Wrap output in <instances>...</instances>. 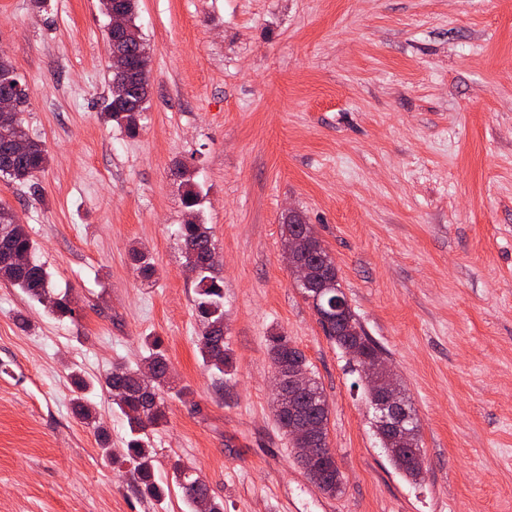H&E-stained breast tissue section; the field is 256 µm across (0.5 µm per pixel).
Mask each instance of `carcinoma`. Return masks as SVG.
I'll return each mask as SVG.
<instances>
[{
  "mask_svg": "<svg viewBox=\"0 0 512 512\" xmlns=\"http://www.w3.org/2000/svg\"><path fill=\"white\" fill-rule=\"evenodd\" d=\"M138 0H123V7L128 15V31L123 44L126 47L137 46L143 41L139 26L136 24V9ZM18 78L15 68L3 52L0 51V81L4 86H10ZM148 92L138 95V107L128 106V101L110 93L104 107L105 121L124 129L134 136L140 128V117L146 109ZM123 114L126 122L117 118ZM25 118L19 117L16 123L0 124V178L14 183H28L42 173L49 164L48 151L37 145L30 155H15L11 152V139L17 134H26ZM174 176L180 179L185 187L182 196L183 204L190 210L200 204V192L196 191L193 173L185 165H179L173 170ZM177 239L185 263L192 264L199 270L194 308L202 331L197 341V348L202 359V365L223 377L233 368V358L227 344L224 343V284L214 275V268L206 263L205 254L213 246L210 228L195 221L181 224L177 230ZM13 250L35 252V243L28 230L22 224L12 221L10 207L0 203V280L7 281L19 288L30 299L44 303L47 295L55 297L53 306L46 308L48 315L56 319L70 320L76 316L75 308L66 294H59L53 288L51 275L44 263L37 262L33 267L19 270L7 261V255ZM133 259L140 278L151 280L155 275V268L145 251L136 249ZM312 265L316 274L323 272L331 277H337L336 266L329 259L325 247L305 256ZM325 335L338 349L348 352L356 345L361 346L362 353L376 352L378 345L367 335L363 326L356 318L352 309L343 312L339 320L331 321L322 326ZM146 355L143 357V367H129L122 363L112 366L105 375L89 381L74 377V383L81 392L78 397L76 412L84 419L90 417L88 393L97 389L112 398L122 414L126 417L130 430V437L126 441V448L122 449L121 463L129 466L132 487L140 496L146 495L154 499H161L165 495L164 486L155 479L154 455L146 438V430L161 425L166 419L164 399L160 394V387L170 374V363L162 349L159 338H150L145 341ZM268 354L274 367L291 365L298 368H308L304 354L294 347L288 338L283 335L271 337ZM297 410L319 419L325 428L319 441L310 445L307 460L299 461L312 483L323 493L334 496L342 490V473L336 461L327 456L328 444V416L329 405L322 387L311 378V388L297 401ZM375 433L394 466L403 476L414 483L424 477V457L421 448L420 428L410 426L406 438L395 441L373 420ZM173 475L176 485L181 491L183 502L189 512H223V505L216 502L208 494L204 481L197 474L194 467L177 462L173 466Z\"/></svg>",
  "mask_w": 512,
  "mask_h": 512,
  "instance_id": "cac0c4a2",
  "label": "carcinoma"
}]
</instances>
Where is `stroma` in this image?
Wrapping results in <instances>:
<instances>
[{"label":"stroma","instance_id":"obj_1","mask_svg":"<svg viewBox=\"0 0 512 512\" xmlns=\"http://www.w3.org/2000/svg\"><path fill=\"white\" fill-rule=\"evenodd\" d=\"M151 56L137 135L103 123L109 19L98 0H0V51L50 155L33 185L0 179L75 320L0 281V512H187L193 464L224 512H512V0H138ZM202 187L234 367L206 371L172 175ZM333 257L363 328L421 425L424 481L379 447L349 358L294 288L282 222ZM149 250L153 285L131 249ZM281 334L329 404L341 494L311 483L275 421ZM172 365L149 434L165 498L137 495L100 438L128 427L107 395L74 412L72 372Z\"/></svg>","mask_w":512,"mask_h":512}]
</instances>
